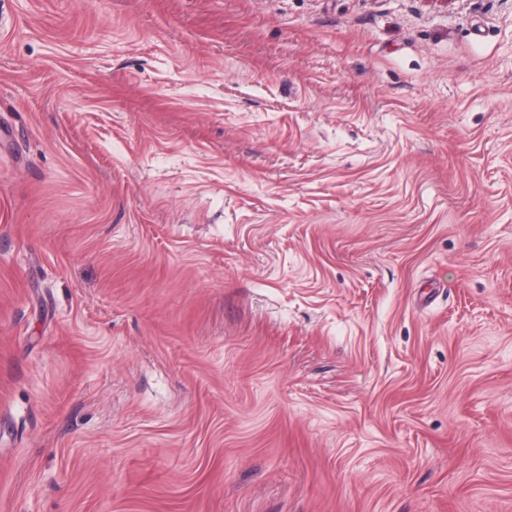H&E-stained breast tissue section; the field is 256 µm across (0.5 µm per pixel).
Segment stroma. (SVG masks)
I'll use <instances>...</instances> for the list:
<instances>
[{
    "mask_svg": "<svg viewBox=\"0 0 512 512\" xmlns=\"http://www.w3.org/2000/svg\"><path fill=\"white\" fill-rule=\"evenodd\" d=\"M0 512H512V0H0Z\"/></svg>",
    "mask_w": 512,
    "mask_h": 512,
    "instance_id": "1",
    "label": "stroma"
}]
</instances>
